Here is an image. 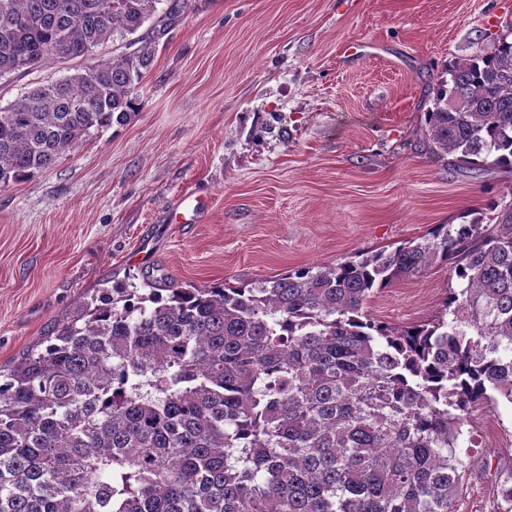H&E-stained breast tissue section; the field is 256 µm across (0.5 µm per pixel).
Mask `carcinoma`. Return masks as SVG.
<instances>
[{
    "mask_svg": "<svg viewBox=\"0 0 512 512\" xmlns=\"http://www.w3.org/2000/svg\"><path fill=\"white\" fill-rule=\"evenodd\" d=\"M162 2L0 0V77L86 60L0 107V187L139 110L186 8ZM109 40L128 51L91 62ZM425 135L512 170V23L448 66ZM490 211L257 285L102 291L0 378V512H457L473 411L512 404V202ZM436 266L456 287L433 319L368 313ZM492 512H512V465Z\"/></svg>",
    "mask_w": 512,
    "mask_h": 512,
    "instance_id": "obj_1",
    "label": "carcinoma"
}]
</instances>
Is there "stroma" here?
Instances as JSON below:
<instances>
[{
	"label": "stroma",
	"mask_w": 512,
	"mask_h": 512,
	"mask_svg": "<svg viewBox=\"0 0 512 512\" xmlns=\"http://www.w3.org/2000/svg\"><path fill=\"white\" fill-rule=\"evenodd\" d=\"M509 21L512 0H188L130 121L0 188V368L117 281L260 282L512 200V171L460 168L424 134L440 72ZM347 44L373 52L346 62ZM66 72L50 60L0 78V107ZM189 196L208 210L175 223ZM454 285L436 266L368 310L415 324ZM458 452L470 468L458 512H491L512 404L476 412Z\"/></svg>",
	"instance_id": "obj_1"
}]
</instances>
